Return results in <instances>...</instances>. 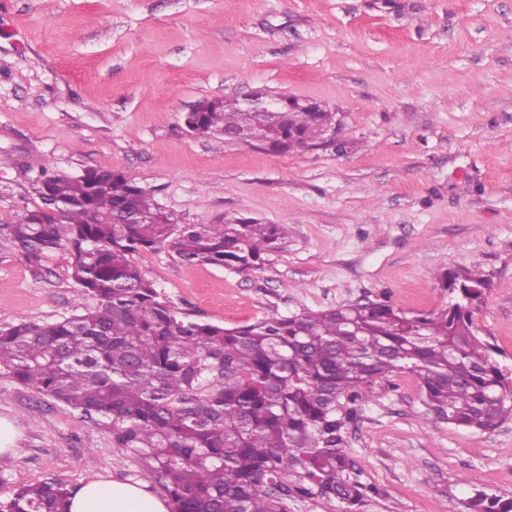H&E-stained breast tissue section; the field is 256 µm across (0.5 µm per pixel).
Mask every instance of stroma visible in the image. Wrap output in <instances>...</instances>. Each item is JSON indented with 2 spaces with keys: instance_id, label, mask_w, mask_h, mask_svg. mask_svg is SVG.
<instances>
[{
  "instance_id": "1",
  "label": "stroma",
  "mask_w": 512,
  "mask_h": 512,
  "mask_svg": "<svg viewBox=\"0 0 512 512\" xmlns=\"http://www.w3.org/2000/svg\"><path fill=\"white\" fill-rule=\"evenodd\" d=\"M263 88L341 124L329 148L275 154L187 132L205 98ZM123 173L183 224L253 218L286 236L243 275L169 249L135 260L193 318L225 327L365 299L440 307L446 270L492 281L478 314L512 363V0H0V221L35 204L42 167ZM60 250L0 246V325L60 321L88 300ZM0 502L56 478H133L108 420L0 377ZM346 447L370 512H466L512 493V419L435 421L420 384L376 381Z\"/></svg>"
}]
</instances>
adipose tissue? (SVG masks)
<instances>
[{
  "label": "adipose tissue",
  "mask_w": 512,
  "mask_h": 512,
  "mask_svg": "<svg viewBox=\"0 0 512 512\" xmlns=\"http://www.w3.org/2000/svg\"><path fill=\"white\" fill-rule=\"evenodd\" d=\"M69 512H171V506L146 483L97 479L75 490Z\"/></svg>",
  "instance_id": "1"
}]
</instances>
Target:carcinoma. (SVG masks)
<instances>
[{
  "mask_svg": "<svg viewBox=\"0 0 512 512\" xmlns=\"http://www.w3.org/2000/svg\"><path fill=\"white\" fill-rule=\"evenodd\" d=\"M184 125L266 147L328 145L334 112H244L237 99L200 102ZM40 203L0 224V242L33 264L59 250L93 305L55 322L0 326V376L112 422L113 447L136 454L174 512H290L296 496L336 499L364 512L373 489L346 448L356 407L378 379L420 381L438 422L487 431L512 417V365L499 362L476 322L491 286L474 270L439 279L448 302L408 315L367 300L224 327L173 306L133 261L171 249L187 264L237 273L260 268L284 228L236 218L180 224L143 187L112 170L43 172ZM75 487L18 488L0 512H69ZM468 512H512V495L477 492Z\"/></svg>",
  "mask_w": 512,
  "mask_h": 512,
  "instance_id": "carcinoma-1",
  "label": "carcinoma"
}]
</instances>
